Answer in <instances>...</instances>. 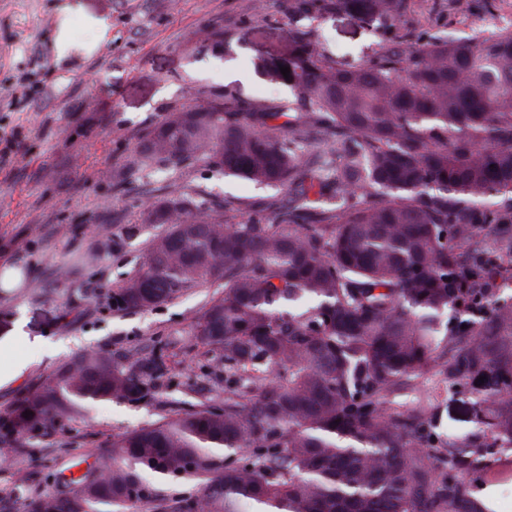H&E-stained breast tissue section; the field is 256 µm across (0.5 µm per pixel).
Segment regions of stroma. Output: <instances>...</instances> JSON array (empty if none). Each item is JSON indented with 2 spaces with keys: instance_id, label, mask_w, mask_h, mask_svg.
Here are the masks:
<instances>
[{
  "instance_id": "obj_1",
  "label": "stroma",
  "mask_w": 512,
  "mask_h": 512,
  "mask_svg": "<svg viewBox=\"0 0 512 512\" xmlns=\"http://www.w3.org/2000/svg\"><path fill=\"white\" fill-rule=\"evenodd\" d=\"M415 34L466 36L512 23V0H409ZM232 32L215 52L207 30ZM312 31L346 67L373 59L380 34L346 14L289 15L286 0H0V140L20 151L0 164V272L20 280L0 292V336L23 324L19 356L30 365L0 384V412L15 395L82 350L144 358L166 346L173 385L156 401L88 406L57 452L67 469L99 443L190 409L213 394L216 375L183 333L213 296L210 288L148 311L116 299L141 267L159 228L141 224L148 197L185 183L207 186L212 203L250 208L286 197L283 188L226 177L201 158L174 174L130 168L142 139L179 106L234 88L252 104H282L287 87L256 73L288 32ZM73 46L58 56L57 39ZM25 477V486L15 484ZM35 454L0 466V512H19L22 489H48Z\"/></svg>"
}]
</instances>
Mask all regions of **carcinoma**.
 I'll return each instance as SVG.
<instances>
[{
    "label": "carcinoma",
    "mask_w": 512,
    "mask_h": 512,
    "mask_svg": "<svg viewBox=\"0 0 512 512\" xmlns=\"http://www.w3.org/2000/svg\"><path fill=\"white\" fill-rule=\"evenodd\" d=\"M287 3L369 23L387 46L347 69L294 28L282 60L254 62L288 103L226 88L205 111L172 110L130 163L178 172L206 155L288 189L246 217L191 186L142 213L164 230L118 303L224 289L189 331L223 363L224 397L112 438L77 477L45 453L54 485L21 512H490L473 482L512 479L485 463L512 448V296L497 283L512 254V26L413 42L408 0ZM167 375L161 349L128 366L79 352L0 413V457L70 431L89 403L153 399ZM463 390L478 421L459 438L440 413Z\"/></svg>",
    "instance_id": "carcinoma-1"
}]
</instances>
